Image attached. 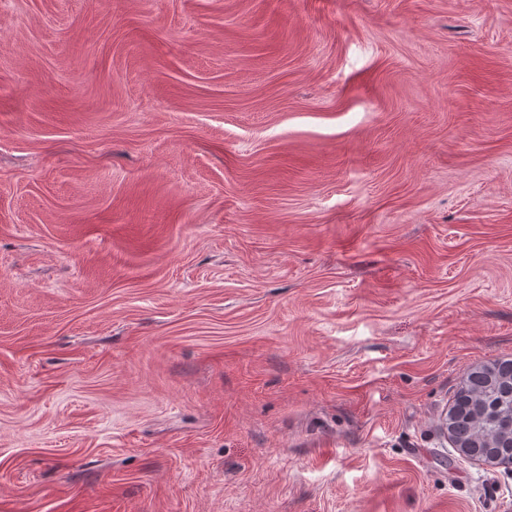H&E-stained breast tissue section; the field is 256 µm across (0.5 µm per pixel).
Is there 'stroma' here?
<instances>
[{
  "instance_id": "stroma-1",
  "label": "stroma",
  "mask_w": 512,
  "mask_h": 512,
  "mask_svg": "<svg viewBox=\"0 0 512 512\" xmlns=\"http://www.w3.org/2000/svg\"><path fill=\"white\" fill-rule=\"evenodd\" d=\"M504 359L512 0H0V512H512ZM512 360L484 365L469 373L464 385L448 410L446 429L450 435L487 458L509 455L511 433L506 425L512 422Z\"/></svg>"
}]
</instances>
